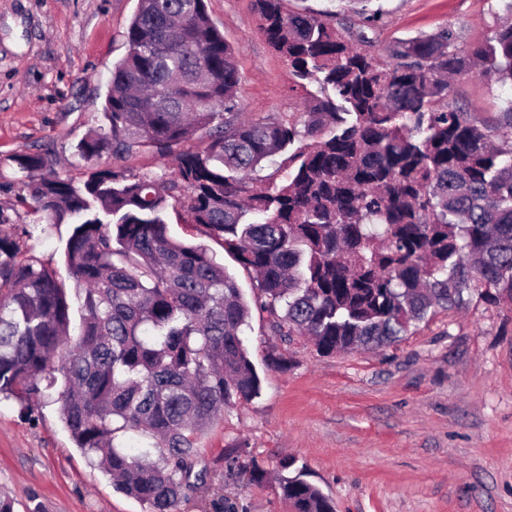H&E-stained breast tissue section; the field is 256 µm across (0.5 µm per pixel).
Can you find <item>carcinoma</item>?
<instances>
[{"instance_id":"cac0c4a2","label":"carcinoma","mask_w":512,"mask_h":512,"mask_svg":"<svg viewBox=\"0 0 512 512\" xmlns=\"http://www.w3.org/2000/svg\"><path fill=\"white\" fill-rule=\"evenodd\" d=\"M259 31L299 80L323 96L280 118H241L233 48L205 0H138L127 52L113 64L104 121L78 144L107 154L82 184L46 172V156L14 158L32 213L74 222L65 262L82 291L81 328L56 270L22 257L32 233L0 210V395L26 411L53 395L84 454L151 512H179L205 484L198 434L224 408L260 393L244 345L250 307L203 245L172 238L167 211L255 275V304L273 335L312 338L324 355L395 343L436 309L473 296L512 307V98L490 120L452 99L473 69L512 88V23L474 48L448 27L397 41L380 62L328 12L253 0ZM168 51L153 49L156 40ZM205 132L195 148L181 145ZM143 149L169 174L122 167ZM279 157L286 182L255 178ZM10 226L7 233L2 226ZM129 430L155 439L133 454ZM227 453L229 476L260 486L267 471ZM305 467L280 460L276 484L293 512H335Z\"/></svg>"}]
</instances>
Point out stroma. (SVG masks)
<instances>
[{
	"mask_svg": "<svg viewBox=\"0 0 512 512\" xmlns=\"http://www.w3.org/2000/svg\"><path fill=\"white\" fill-rule=\"evenodd\" d=\"M138 0H0V208L34 225L28 255L67 276L69 224H35L15 156L44 153L49 170L75 182L91 167L76 146L102 122L113 63L127 51L126 31ZM366 23L348 0H288L291 11L340 13L364 31L384 58L393 42L454 28L459 44L484 43L507 20L506 0H379ZM207 12L235 51L239 105L246 116L303 109L306 92L258 30L252 0H206ZM455 91L467 111L488 119L512 90L478 74ZM172 237L202 244L223 261L247 300L256 283L223 247L169 213ZM245 344L261 393L226 409L197 440L206 485L180 512H290L274 485H245L226 475L227 449L275 470L284 457L306 466L308 479L336 512H512V307L472 298L439 310L399 342L370 351L319 354L305 336L281 339L270 316L252 308ZM281 354L288 369L270 366ZM0 494L14 512H149L89 464L55 402L23 413L0 398Z\"/></svg>",
	"mask_w": 512,
	"mask_h": 512,
	"instance_id": "obj_1",
	"label": "stroma"
}]
</instances>
